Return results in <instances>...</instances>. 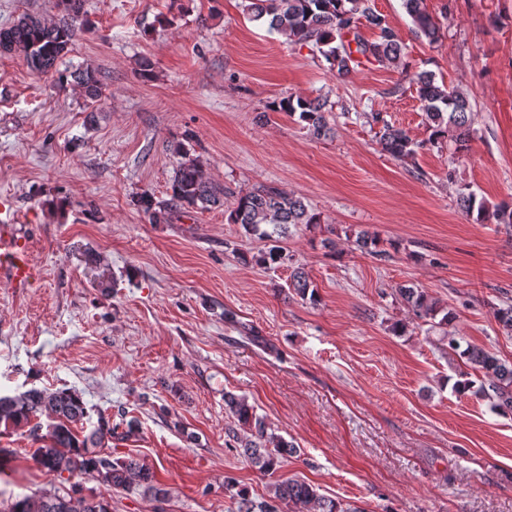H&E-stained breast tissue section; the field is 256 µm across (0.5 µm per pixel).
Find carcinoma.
Masks as SVG:
<instances>
[{
    "mask_svg": "<svg viewBox=\"0 0 512 512\" xmlns=\"http://www.w3.org/2000/svg\"><path fill=\"white\" fill-rule=\"evenodd\" d=\"M64 14L59 21L25 12L11 26L0 29V54L18 53L32 70L72 78L86 98L95 102L101 95V79L97 68L87 65L61 72L58 63L74 44L82 29L85 0H56ZM415 31L428 43L441 39V25L430 16L424 0H402ZM247 19L266 26L271 34H280L296 44H309L339 76H347L364 63L394 65L401 57V42L386 17L376 11L371 0H243ZM376 30L369 41L359 34L361 22ZM412 83L423 104L429 132L425 142L413 140L407 132L383 120L377 112L369 113L372 121L382 123L380 142L396 159L414 157L418 150L444 143L459 153L467 148L472 134V104L467 93L443 83L427 70L417 72ZM273 112H286L298 117V123L319 138L329 131L326 103L305 97H288L268 106ZM459 210L479 224H512V207H489L477 199L467 185L456 189ZM136 205L149 214L155 224L168 222L177 209L192 207L208 211L224 207V188L212 181L201 164L194 160L180 163L170 186L167 201H154L142 194ZM249 236L271 241L259 262L270 268L283 263V251L275 245L278 238L298 224H319L320 215L303 199L275 186H260L237 196L229 215ZM355 244L362 251L380 257L387 252L379 248V239L366 232L357 234ZM289 290L302 299L315 300L312 282L299 268L289 276ZM402 300L420 319H436L449 324L454 315L446 311L425 290L414 285L398 288ZM448 349L458 355L467 370L460 372L454 383L459 394L468 392L488 400L492 408L504 416H512V362L473 346L460 349L448 337ZM224 412L234 427L228 430L234 448L251 467L263 475H273L283 459L297 453V447L278 435L265 418L243 396L224 394ZM48 419L47 425L39 422ZM87 410L82 398L68 389L31 388L18 395H0V435L22 428L37 448L32 451L36 465L59 480L61 486L32 495L18 497L8 512H108L103 496H84L65 490L62 484L77 476L91 475L107 490H138L156 501L169 496L157 481L151 466L137 456L114 458L104 451L112 441L110 420L101 416L97 425L86 430ZM225 489L236 490V483L226 482ZM237 512H363L358 507L342 504L321 495L314 484L298 478L278 479L270 485L269 499L259 503L243 490H236Z\"/></svg>",
    "mask_w": 512,
    "mask_h": 512,
    "instance_id": "cac0c4a2",
    "label": "carcinoma"
}]
</instances>
